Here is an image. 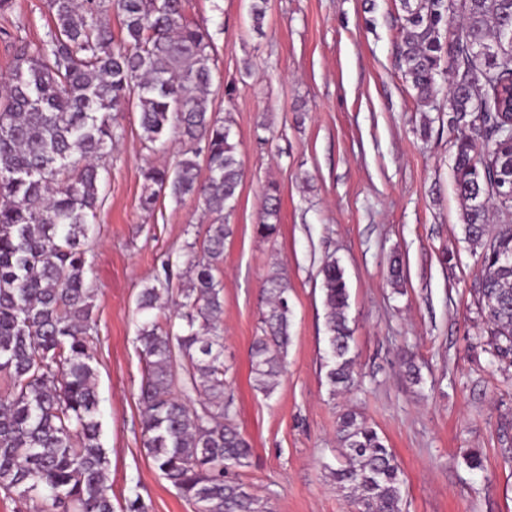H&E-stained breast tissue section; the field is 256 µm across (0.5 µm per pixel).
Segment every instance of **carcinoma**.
I'll list each match as a JSON object with an SVG mask.
<instances>
[{
    "label": "carcinoma",
    "instance_id": "carcinoma-1",
    "mask_svg": "<svg viewBox=\"0 0 512 512\" xmlns=\"http://www.w3.org/2000/svg\"><path fill=\"white\" fill-rule=\"evenodd\" d=\"M404 32L399 69L431 111L436 76L448 63L452 174L464 240L478 252L476 314L489 363L512 366V0H399ZM52 27L15 52L0 86V491L43 512H114L101 443L94 356L93 297L86 240L100 203L98 162L117 137L115 112L136 103L145 142L176 134L188 147L172 167L142 171L141 209L162 192L195 198L217 215L202 255L187 257V286L160 321L171 272L145 286L137 340L145 361L138 401L143 446L155 468L196 512H268L226 472L251 445L225 397L223 284L215 275L230 234L242 179L227 122L211 110V42L190 21L184 0H47ZM120 18L117 40L104 20ZM503 224L486 237L490 208ZM272 188L256 227L279 223ZM327 307V379L332 391L356 385L349 288L335 260L321 267ZM264 292L269 310L250 351L257 389L272 393L285 372L291 305L276 269ZM179 330H174L175 321ZM343 463L330 469L352 512H403L401 468L378 432L357 413L342 414Z\"/></svg>",
    "mask_w": 512,
    "mask_h": 512
}]
</instances>
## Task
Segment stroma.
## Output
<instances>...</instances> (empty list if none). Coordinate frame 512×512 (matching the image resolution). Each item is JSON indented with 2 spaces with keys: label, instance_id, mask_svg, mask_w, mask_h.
I'll use <instances>...</instances> for the list:
<instances>
[{
  "label": "stroma",
  "instance_id": "1",
  "mask_svg": "<svg viewBox=\"0 0 512 512\" xmlns=\"http://www.w3.org/2000/svg\"><path fill=\"white\" fill-rule=\"evenodd\" d=\"M251 0H185L211 40V106L231 127L243 179L228 218L224 364L234 420L252 454L231 476L270 512H351L330 477L342 461L336 422L355 411L392 448L403 512H512V369L488 364L472 287L480 269L462 239L447 102L429 139L414 91L395 65L399 0H267L254 30ZM46 0L0 9V78L20 42L45 40ZM120 136L99 162L102 204L89 233L93 345L101 443L115 508L141 495L148 512H194L142 444L138 390L145 372L137 298L171 260V288L212 218L195 200L161 195L142 210L143 169L173 164L176 137L146 147L139 111L121 109ZM280 220L255 226L269 185ZM452 265L442 264L444 252ZM400 254L405 278L388 281ZM338 260L350 292L358 386L332 393L320 268ZM280 267L293 311L287 372L271 395L255 390L249 349L266 309L261 285ZM412 356L419 383L400 367ZM481 453L469 468L465 454Z\"/></svg>",
  "mask_w": 512,
  "mask_h": 512
}]
</instances>
